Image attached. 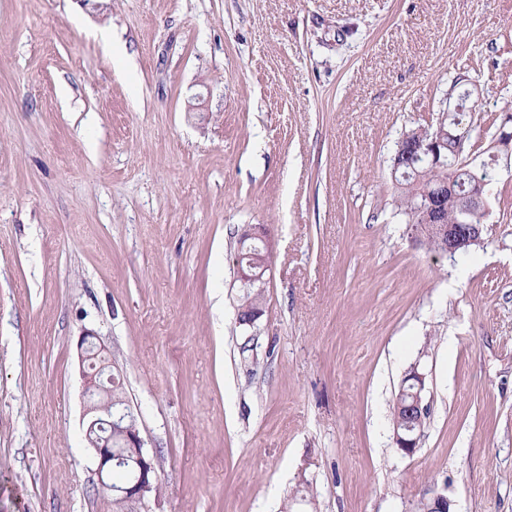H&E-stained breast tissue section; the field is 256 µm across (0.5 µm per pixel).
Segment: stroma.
<instances>
[{"mask_svg":"<svg viewBox=\"0 0 512 512\" xmlns=\"http://www.w3.org/2000/svg\"><path fill=\"white\" fill-rule=\"evenodd\" d=\"M472 87L471 153L512 112V0H0V512H112L86 328L157 464L133 512H512V165L456 262L390 177ZM247 224L272 248L250 364ZM425 379V375L419 372L417 367L414 366L411 368V370L404 376L402 385L407 384L408 388L413 390L412 392H409L412 401L410 402V398L407 396H400L401 389H399L393 404L392 425L394 444L396 449L406 456H413L417 452L423 435V429L421 427H414L411 424V421L415 416L421 415V417H423L429 412L428 404H424V391L426 388ZM401 401L403 403H407L403 420L405 425L401 430L394 432L397 424L399 404Z\"/></svg>","mask_w":512,"mask_h":512,"instance_id":"obj_1","label":"stroma"}]
</instances>
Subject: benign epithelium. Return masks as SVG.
Returning a JSON list of instances; mask_svg holds the SVG:
<instances>
[{"mask_svg": "<svg viewBox=\"0 0 512 512\" xmlns=\"http://www.w3.org/2000/svg\"><path fill=\"white\" fill-rule=\"evenodd\" d=\"M493 139L512 144V113L503 114ZM442 145L441 138L432 134L423 142L407 143L405 154L421 158L437 169H446L448 158L441 154ZM487 185L488 180L478 178L475 180L477 191L467 195L470 213L479 215L482 220L487 215ZM448 195H458V187L452 178L441 181L436 192L426 195L419 205V211L425 222L436 225V231L443 240L444 252L451 259L457 251L481 242L486 225L470 224L463 229L456 224L446 223L443 207ZM78 352L87 416L85 439L98 459L99 483L104 490L116 493L129 502L141 503L157 481L154 459L144 451V441L138 425L134 424L132 408L122 400L112 399L111 365L106 346L99 336L91 330L84 331L78 342ZM402 384L412 389V401L406 405L405 425L394 432L393 439L401 454L412 456L419 449L423 429L413 426L411 421L415 416H425L429 412L428 405L424 404L425 375L413 367L404 376ZM114 431L122 433V447L126 448L123 453L113 449ZM115 469L126 472V480L120 485L112 483V471Z\"/></svg>", "mask_w": 512, "mask_h": 512, "instance_id": "obj_1", "label": "benign epithelium"}]
</instances>
